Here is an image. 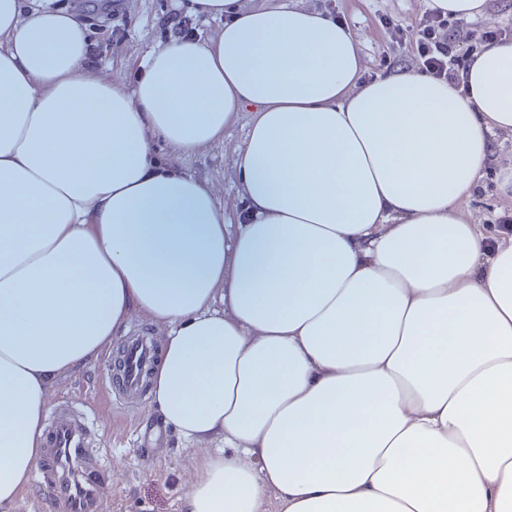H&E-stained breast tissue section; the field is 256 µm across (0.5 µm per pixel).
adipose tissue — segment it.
<instances>
[{
  "label": "adipose tissue",
  "mask_w": 512,
  "mask_h": 512,
  "mask_svg": "<svg viewBox=\"0 0 512 512\" xmlns=\"http://www.w3.org/2000/svg\"><path fill=\"white\" fill-rule=\"evenodd\" d=\"M211 40L88 77L74 13L0 0V512L40 456L48 393L138 313L150 389L204 446L181 512H512V234L461 202L512 131V44L468 91L372 81L321 12L184 0ZM237 151L247 219L165 164Z\"/></svg>",
  "instance_id": "obj_1"
}]
</instances>
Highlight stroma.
Instances as JSON below:
<instances>
[{
  "mask_svg": "<svg viewBox=\"0 0 512 512\" xmlns=\"http://www.w3.org/2000/svg\"><path fill=\"white\" fill-rule=\"evenodd\" d=\"M47 2L83 19L91 41V75L128 85L133 84L146 56L173 40L171 21L180 11L179 0H117L112 9L91 7L87 0ZM329 5L359 41L365 78L416 67L413 53L390 39L380 19L386 16L411 29L428 0H332ZM510 24L512 0H487L486 16L466 20L463 27L470 44L479 47L487 31ZM245 132L244 122H237L225 129L223 142L181 160L186 171L209 180L218 201L228 207L237 201L236 149ZM511 164L512 134H497L495 152L477 190L462 203L471 223L495 224L512 213V197L499 189L501 170ZM107 362L103 355L84 369L61 376L50 392L48 407L73 405L94 411L93 442L103 450L112 482L105 512H180V497L198 450L174 428L160 424L150 394L108 393L104 384Z\"/></svg>",
  "mask_w": 512,
  "mask_h": 512,
  "instance_id": "1",
  "label": "stroma"
}]
</instances>
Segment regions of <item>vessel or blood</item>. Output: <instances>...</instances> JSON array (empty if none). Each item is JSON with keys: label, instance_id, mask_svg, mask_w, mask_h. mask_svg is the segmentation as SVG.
Wrapping results in <instances>:
<instances>
[{"label": "vessel or blood", "instance_id": "vessel-or-blood-1", "mask_svg": "<svg viewBox=\"0 0 512 512\" xmlns=\"http://www.w3.org/2000/svg\"><path fill=\"white\" fill-rule=\"evenodd\" d=\"M121 356V373L106 374V387L126 393L142 391L156 357L153 345L147 337H134L122 347ZM93 421L92 413L63 407L49 419L33 484L51 512H104L108 480L99 451L92 446Z\"/></svg>", "mask_w": 512, "mask_h": 512}]
</instances>
